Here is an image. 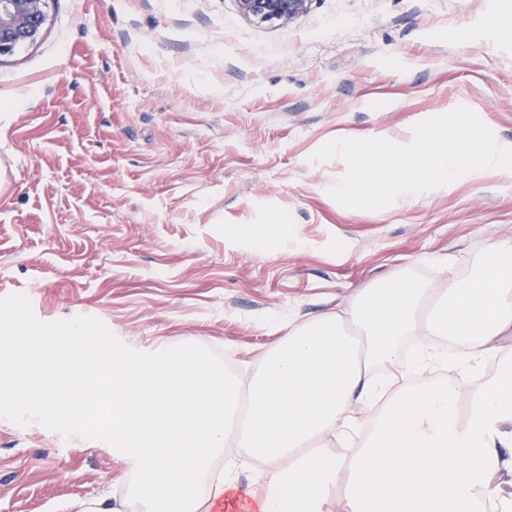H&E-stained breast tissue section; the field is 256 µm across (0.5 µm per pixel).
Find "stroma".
<instances>
[{
	"mask_svg": "<svg viewBox=\"0 0 512 512\" xmlns=\"http://www.w3.org/2000/svg\"><path fill=\"white\" fill-rule=\"evenodd\" d=\"M0 58V297L42 321L100 319L130 348L182 341L258 373L303 326L378 280L466 276L512 237V177L350 209L326 142L472 109L512 146V0H310L288 23L237 0H49ZM462 32L459 41L446 31ZM288 219L280 234L277 217ZM118 449L0 418V512L125 500Z\"/></svg>",
	"mask_w": 512,
	"mask_h": 512,
	"instance_id": "stroma-1",
	"label": "stroma"
}]
</instances>
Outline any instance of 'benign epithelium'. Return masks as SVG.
<instances>
[{
    "label": "benign epithelium",
    "mask_w": 512,
    "mask_h": 512,
    "mask_svg": "<svg viewBox=\"0 0 512 512\" xmlns=\"http://www.w3.org/2000/svg\"><path fill=\"white\" fill-rule=\"evenodd\" d=\"M247 17L261 23H287L309 0H237ZM48 0H0V58L33 43L47 20Z\"/></svg>",
    "instance_id": "1"
}]
</instances>
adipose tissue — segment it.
<instances>
[{
    "mask_svg": "<svg viewBox=\"0 0 512 512\" xmlns=\"http://www.w3.org/2000/svg\"><path fill=\"white\" fill-rule=\"evenodd\" d=\"M365 336L357 348L343 331ZM470 346L465 366L502 356L512 336V238L466 278L361 289L343 312L294 327L250 380H231L192 346L115 350L82 403L92 431L137 467L141 512H210L226 492L259 512H512V365L475 379L461 423L454 390L415 379L433 341ZM346 441L330 453L332 438ZM239 450L222 471L213 461ZM263 462L250 480L241 474Z\"/></svg>",
    "mask_w": 512,
    "mask_h": 512,
    "instance_id": "1",
    "label": "adipose tissue"
}]
</instances>
